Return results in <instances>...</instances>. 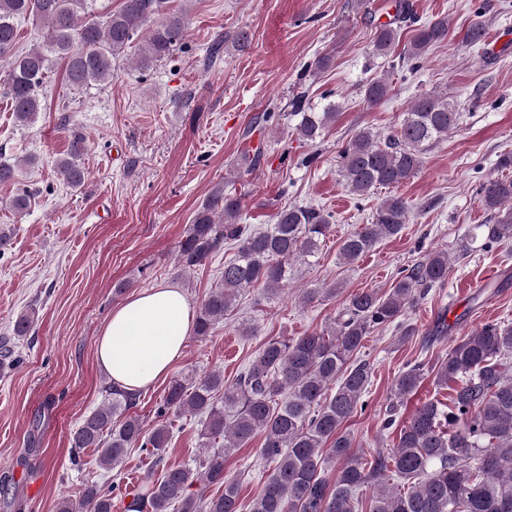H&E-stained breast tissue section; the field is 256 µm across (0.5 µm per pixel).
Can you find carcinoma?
Segmentation results:
<instances>
[{
  "instance_id": "carcinoma-1",
  "label": "carcinoma",
  "mask_w": 512,
  "mask_h": 512,
  "mask_svg": "<svg viewBox=\"0 0 512 512\" xmlns=\"http://www.w3.org/2000/svg\"><path fill=\"white\" fill-rule=\"evenodd\" d=\"M413 17L410 0H397L394 20L376 27L373 54L386 56L401 35V24ZM32 20L40 37L18 47L21 19ZM152 23L138 58L143 70L168 57L186 34L183 14L169 10L168 0H122L104 17L94 0H0V96L22 126L33 124L42 110L41 92L54 62H65L66 84L75 89L112 83V69L138 32ZM448 38V18L416 29L403 55L418 60ZM481 22L472 23L463 41L484 42ZM386 79L369 83L364 101L372 107L386 98ZM292 112H267L263 119H297L295 130L311 143L322 138L337 118L336 105L318 109L300 95ZM463 112L448 95L432 91L413 100L400 125L386 136L360 131L339 153V173L348 191L364 197L376 188L395 187L413 177L424 155L459 128ZM87 137L71 130L66 153L56 166L73 188L87 171L82 159ZM492 224L461 245L465 259L480 248L512 241V179L489 177L478 190ZM410 204L390 195L377 207L373 221L342 242L339 254L351 264L384 238L398 235L407 223ZM241 198L223 184L215 186L196 211L178 245L181 265H204L224 244H237L234 259L224 263L220 282L209 293L194 321V336H209L224 320L241 290L261 287L271 298L291 280L293 262L320 251L331 227V215L308 206L290 205L276 214L264 232L239 223ZM445 250L428 253L402 271L389 290L358 291L348 299L331 326L292 339H272L235 382L224 374L174 379L157 415L191 413L200 418L204 447L213 449L195 465L170 466L156 479L138 485L125 512H355L354 500L369 492V512H512V325L488 322L454 341L436 366L435 379L451 389L449 403H421L403 424L390 406L383 427H399L398 441L369 460L353 453L343 424L365 409L363 397L372 376L370 364L356 355L374 330L399 324L401 338L414 330L399 322L448 277ZM35 312L21 314L13 326L17 338L28 336ZM424 379V363L407 364L392 387L393 396L414 394ZM105 404L86 415L71 438L75 449L96 448L102 469L122 464L133 448L150 450L156 465L164 462L170 430H151L130 413L138 394L110 381L103 387ZM263 438L261 457L270 465L258 495L240 500V481L224 474V456L255 435ZM336 469L334 483L326 474ZM197 491H191L192 487ZM216 486L222 492L208 493ZM119 483L108 479L89 486L82 499L62 502L58 512H114Z\"/></svg>"
}]
</instances>
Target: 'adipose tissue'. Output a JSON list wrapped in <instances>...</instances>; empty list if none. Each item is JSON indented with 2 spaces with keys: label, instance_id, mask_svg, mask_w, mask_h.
I'll use <instances>...</instances> for the list:
<instances>
[{
  "label": "adipose tissue",
  "instance_id": "obj_1",
  "mask_svg": "<svg viewBox=\"0 0 512 512\" xmlns=\"http://www.w3.org/2000/svg\"><path fill=\"white\" fill-rule=\"evenodd\" d=\"M194 313L180 288L165 285L128 298L97 339L98 361L130 392L165 377L182 356Z\"/></svg>",
  "mask_w": 512,
  "mask_h": 512
}]
</instances>
